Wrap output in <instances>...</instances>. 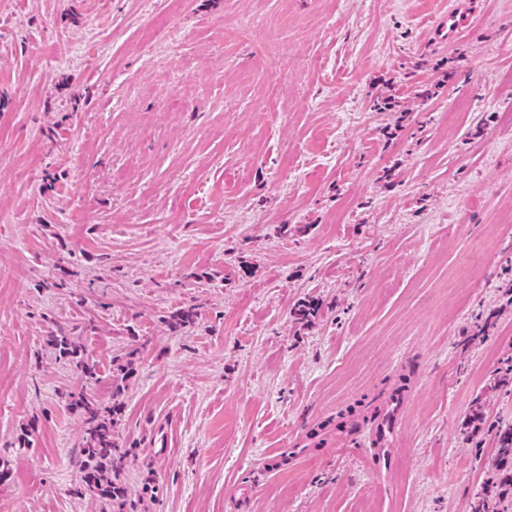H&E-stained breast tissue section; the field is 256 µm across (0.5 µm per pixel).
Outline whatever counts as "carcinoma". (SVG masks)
<instances>
[{
    "label": "carcinoma",
    "instance_id": "obj_1",
    "mask_svg": "<svg viewBox=\"0 0 512 512\" xmlns=\"http://www.w3.org/2000/svg\"><path fill=\"white\" fill-rule=\"evenodd\" d=\"M75 404L83 407L89 416L91 427L87 432L82 452L86 457L83 490L98 499L100 512H111L114 500L123 496V488L112 482V468H122L121 458L114 457L117 451L112 441L111 424L99 418V408L90 393L89 382L80 384L79 391L72 394ZM496 448L499 482L496 485L495 504L501 505L496 512H512V427L499 429Z\"/></svg>",
    "mask_w": 512,
    "mask_h": 512
}]
</instances>
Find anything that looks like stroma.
<instances>
[{
  "instance_id": "35a3bbf8",
  "label": "stroma",
  "mask_w": 512,
  "mask_h": 512,
  "mask_svg": "<svg viewBox=\"0 0 512 512\" xmlns=\"http://www.w3.org/2000/svg\"><path fill=\"white\" fill-rule=\"evenodd\" d=\"M456 2L0 0V512H99L81 361L121 512H471L512 425V0L441 38ZM402 390L370 476L337 428ZM90 382L80 384L79 391L71 396L76 405L83 407L87 412L88 420L92 424L85 441L82 452L86 457L83 479V490L92 498H97L100 512H111L114 500L124 495L123 488L112 482V468H122V455L114 457L118 447L112 441L111 423L99 418V408L90 393ZM105 461V462H103Z\"/></svg>"
}]
</instances>
